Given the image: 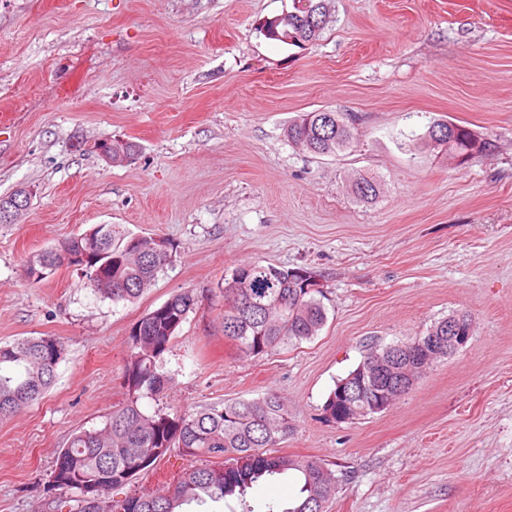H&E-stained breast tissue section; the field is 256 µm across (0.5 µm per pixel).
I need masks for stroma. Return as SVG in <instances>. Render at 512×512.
Here are the masks:
<instances>
[{"label":"stroma","instance_id":"obj_1","mask_svg":"<svg viewBox=\"0 0 512 512\" xmlns=\"http://www.w3.org/2000/svg\"><path fill=\"white\" fill-rule=\"evenodd\" d=\"M293 0H0V196L34 195L0 224V345L59 339L45 397L0 419V512H77L51 486L59 451L124 403L128 335L172 295L189 314L165 355L174 383L147 411L176 416L274 390L297 419L285 454L337 478L327 512H512V0H335L303 46L264 36ZM355 115L351 148L316 157L288 143L301 112ZM436 119L492 142L461 162L404 150ZM112 137L135 160L81 151ZM381 182L355 202L346 179ZM116 224L167 238L172 263L135 302L94 295L60 267L35 283L28 258ZM259 260L314 271L319 336L262 358L224 336L217 284ZM455 312L474 334L387 410L337 423L323 407L364 347L423 334ZM174 448L123 499L176 480Z\"/></svg>","mask_w":512,"mask_h":512}]
</instances>
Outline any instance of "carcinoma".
Segmentation results:
<instances>
[{
  "label": "carcinoma",
  "mask_w": 512,
  "mask_h": 512,
  "mask_svg": "<svg viewBox=\"0 0 512 512\" xmlns=\"http://www.w3.org/2000/svg\"><path fill=\"white\" fill-rule=\"evenodd\" d=\"M332 0H294L293 10L266 22L264 35L279 42L288 37L296 44L318 40L332 18ZM288 142L315 156L347 149L357 134L351 114L330 110L302 112L284 131ZM431 148L447 147L448 154L467 159L491 150L472 129L438 119L419 137ZM380 185L361 174L351 179V194L368 203ZM89 235L52 246L27 261L26 278L40 282L58 269L60 251L90 253L91 260L74 262L95 294L114 303L138 300L170 263L172 244L152 236L112 230V238L87 247ZM103 275L92 277L95 269ZM307 268L285 269L260 261L235 267L224 278L219 293L224 302V337L249 357L261 358L278 347L309 340L327 321L323 291L305 289ZM198 305L193 291L183 290L138 320L130 330L129 353L123 378L129 398L112 410L100 429L74 432L59 452L51 474L52 487L83 492L98 491L100 477L112 474V485L131 481L157 466L172 448L203 465L185 470L178 481L159 493L131 496L112 506V512H182V506L236 498L243 512H255L247 501L250 489L261 480L286 474L298 476L300 496L288 507L265 503L263 512H325L336 495V477L321 459L281 455L277 448L296 429V417L286 400L269 391L251 399L222 405H201L179 416L161 411L144 412L139 401L152 399L173 384L163 371L165 353L190 312ZM448 335V319L432 323L421 336L403 345L431 344L433 336ZM63 343L51 338H25L0 345V419L41 400L52 386L63 357ZM446 358L448 352L427 349L413 358L394 356L393 374L403 375L408 365L426 354Z\"/></svg>",
  "instance_id": "1"
}]
</instances>
